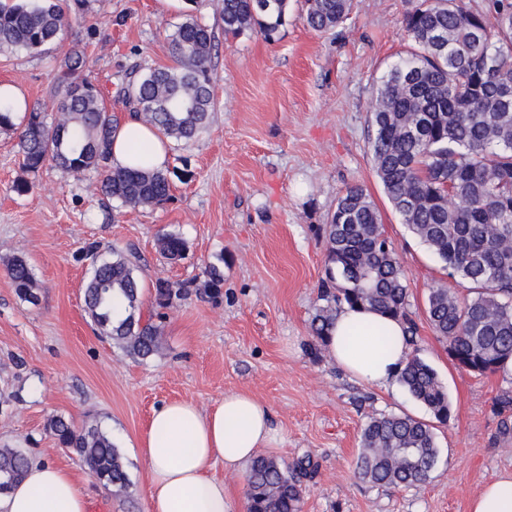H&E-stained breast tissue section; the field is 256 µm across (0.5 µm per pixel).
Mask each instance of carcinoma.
<instances>
[{
	"label": "carcinoma",
	"mask_w": 512,
	"mask_h": 512,
	"mask_svg": "<svg viewBox=\"0 0 512 512\" xmlns=\"http://www.w3.org/2000/svg\"><path fill=\"white\" fill-rule=\"evenodd\" d=\"M306 21L318 31L335 29L352 0H305ZM86 0H0V50L41 55L60 44L71 17ZM288 0H224V33L258 31L271 37L285 23ZM410 40L404 56L381 77L369 113L374 167L393 209L410 232L442 263L448 278L468 284L459 298L451 285L429 289L427 317L458 368L487 375L512 365V0L469 7L464 0H418L401 20ZM90 31L55 59L53 121L33 108L18 124L0 102V129L17 132L24 166L36 172L52 164L63 174L93 171L100 191L137 208L168 200L165 170L111 164L112 135L119 120L103 91L84 73ZM173 64L133 70L116 90L130 111L176 142H188L208 125L214 107L216 48L209 29L189 19L167 36ZM326 278L311 323L326 346L336 311L344 305L377 310L405 324L407 341L417 327L408 314L407 274L382 231L381 217L359 184L345 187L328 224ZM160 255L176 262L185 242L173 233L157 238ZM90 277L86 312L106 337L128 355L147 360L161 349L157 326L137 314L140 291L136 253L86 251ZM19 297L39 301L32 269L22 256L6 265ZM127 302L112 319V295ZM156 301L169 305L187 294L184 285L158 280ZM404 389L445 424L451 414L437 372L416 355L399 374ZM49 431L76 455L105 488L124 493L131 485L120 448L98 425L77 427L54 416ZM355 475L379 487L410 488L433 471L438 449L433 426L405 414H383L364 426ZM29 464L20 448H0V474L20 481ZM314 472L301 458L284 466L260 456L247 477L248 512H299L304 480Z\"/></svg>",
	"instance_id": "carcinoma-1"
}]
</instances>
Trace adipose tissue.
Returning <instances> with one entry per match:
<instances>
[{
  "label": "adipose tissue",
  "mask_w": 512,
  "mask_h": 512,
  "mask_svg": "<svg viewBox=\"0 0 512 512\" xmlns=\"http://www.w3.org/2000/svg\"><path fill=\"white\" fill-rule=\"evenodd\" d=\"M169 142L136 119L112 140V163L145 161L163 168ZM327 351L350 376L377 388L392 386L409 356L405 325L378 311L342 307L329 329ZM275 440L268 408L245 392H229L203 409L174 400L155 409L141 440L149 475V512H243L245 502L216 478L223 463L238 472L257 449ZM0 512H88V496L74 475L35 459L23 481L0 494Z\"/></svg>",
  "instance_id": "1"
}]
</instances>
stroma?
I'll list each match as a JSON object with an SVG mask.
<instances>
[{"mask_svg":"<svg viewBox=\"0 0 512 512\" xmlns=\"http://www.w3.org/2000/svg\"><path fill=\"white\" fill-rule=\"evenodd\" d=\"M413 0H353L334 31L311 29L302 0H290L274 38L225 35L222 0H89L68 38L91 37L86 71L114 90L132 67L166 66L167 40L196 18L213 32L215 109L189 143H170V201L124 207L99 190L100 177L27 171L12 132L0 133V448H21L71 471L89 512H148V473L139 444L155 408L176 399L207 408L230 391L266 405L276 440L264 455L310 458L301 512H469L471 500L512 471V371L477 376L457 368L426 314L430 288L445 279L437 257L392 208L373 169L368 115L387 68L407 49L399 25ZM16 84L29 106L52 112L49 58L0 51V83ZM31 184L20 195L16 183ZM374 200L385 236L408 272L416 353L437 372L451 405L434 424L438 463L409 489L354 474L370 417L404 413L432 421L402 385L353 381L312 337L326 244L321 228L348 185ZM174 233L184 258H162L157 237ZM134 251L143 319L162 329V350L132 358L97 334L84 311L90 244ZM25 256L39 302L18 296L6 261ZM221 279L208 286L209 267ZM185 284L166 308L154 284ZM98 424L121 448L128 493L104 489L60 447L49 421Z\"/></svg>","mask_w":512,"mask_h":512,"instance_id":"stroma-1","label":"stroma"}]
</instances>
